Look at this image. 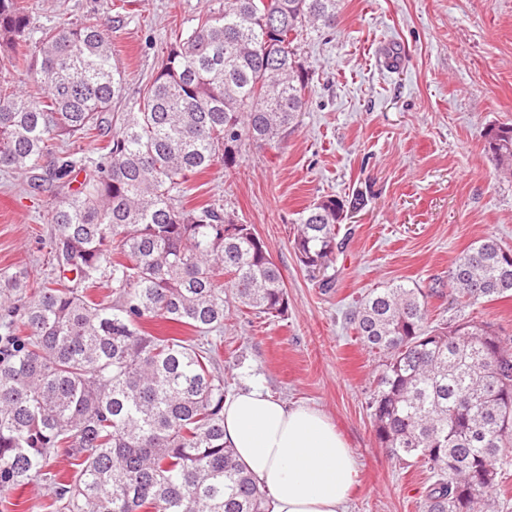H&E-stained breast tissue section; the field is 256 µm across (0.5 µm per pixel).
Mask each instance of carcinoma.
Returning a JSON list of instances; mask_svg holds the SVG:
<instances>
[{
	"instance_id": "carcinoma-1",
	"label": "carcinoma",
	"mask_w": 512,
	"mask_h": 512,
	"mask_svg": "<svg viewBox=\"0 0 512 512\" xmlns=\"http://www.w3.org/2000/svg\"><path fill=\"white\" fill-rule=\"evenodd\" d=\"M339 0H224L175 37L135 112H113L126 78L97 25L41 32L28 68L39 100L0 83V170L31 175L54 141L109 136L96 158L57 166L48 223L53 273L32 289L18 265L0 273V494L38 479L55 512H265L266 497L224 446V378L215 342L155 336L153 319L206 336L230 311L282 316L279 268L250 224L212 204H180L188 176L241 144L277 143L305 106L297 59L308 29L336 28ZM26 0H0V51L30 30ZM484 149L512 178V125ZM83 180L70 188L69 176ZM363 198L325 196L300 214L293 249L324 273L341 249L344 212ZM453 302L512 295V249L473 242L449 273ZM105 283L116 301L88 290ZM432 291L390 284L352 316L383 356L369 401L376 437L406 467L430 470L419 512H484L512 475V342L467 317L429 322ZM63 449L72 473L49 469Z\"/></svg>"
}]
</instances>
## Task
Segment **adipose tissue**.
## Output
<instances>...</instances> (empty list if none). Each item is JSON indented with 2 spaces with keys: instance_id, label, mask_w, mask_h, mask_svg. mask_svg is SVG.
<instances>
[{
  "instance_id": "ef3b65f1",
  "label": "adipose tissue",
  "mask_w": 512,
  "mask_h": 512,
  "mask_svg": "<svg viewBox=\"0 0 512 512\" xmlns=\"http://www.w3.org/2000/svg\"><path fill=\"white\" fill-rule=\"evenodd\" d=\"M224 443L268 494L267 512H344L358 464L319 409L258 386L224 400Z\"/></svg>"
}]
</instances>
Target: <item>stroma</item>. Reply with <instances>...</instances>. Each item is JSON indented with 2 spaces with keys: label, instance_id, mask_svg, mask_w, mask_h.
Returning a JSON list of instances; mask_svg holds the SVG:
<instances>
[{
  "label": "stroma",
  "instance_id": "35a3bbf8",
  "mask_svg": "<svg viewBox=\"0 0 512 512\" xmlns=\"http://www.w3.org/2000/svg\"><path fill=\"white\" fill-rule=\"evenodd\" d=\"M33 31L59 17L94 22L112 38L126 75L113 111L127 112L155 76L174 33L224 0H27ZM311 73L306 105L279 148L244 142L236 166L191 175L182 203L223 205L253 225L282 273L288 313H233L215 370L226 393L259 386L290 404L321 409L352 448L359 483L345 512H417L430 484L378 443L368 401L380 357L348 316L371 289L394 282L435 290L429 320H486L512 338V298L454 304L448 272L476 239L512 248V179L499 176L483 133L512 124V0H340L334 32L298 44ZM362 193L319 288L293 250L298 214L321 197ZM52 191L0 172V272L51 273Z\"/></svg>",
  "mask_w": 512,
  "mask_h": 512
}]
</instances>
